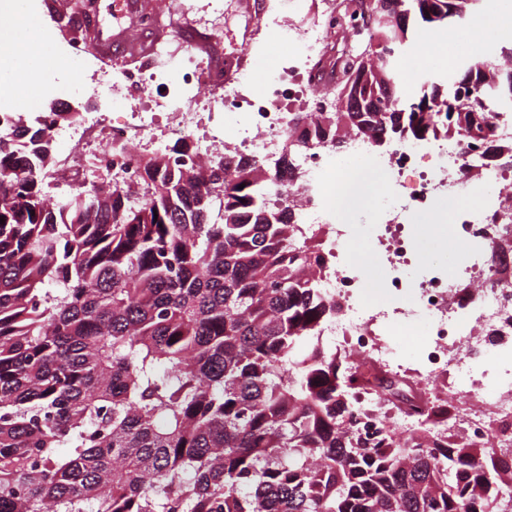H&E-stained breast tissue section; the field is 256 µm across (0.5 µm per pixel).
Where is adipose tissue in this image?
<instances>
[{"mask_svg":"<svg viewBox=\"0 0 512 512\" xmlns=\"http://www.w3.org/2000/svg\"><path fill=\"white\" fill-rule=\"evenodd\" d=\"M28 22L17 0H0V88L17 90V75L25 73L42 54L35 35L27 34Z\"/></svg>","mask_w":512,"mask_h":512,"instance_id":"1","label":"adipose tissue"}]
</instances>
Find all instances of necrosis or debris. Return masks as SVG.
I'll list each match as a JSON object with an SVG mask.
<instances>
[{
	"mask_svg": "<svg viewBox=\"0 0 512 512\" xmlns=\"http://www.w3.org/2000/svg\"><path fill=\"white\" fill-rule=\"evenodd\" d=\"M172 4L165 33L155 40L147 65L139 70L115 65L98 76L94 88L101 98L119 86L155 83L175 65L182 72L179 82L156 95L153 109L128 113L124 120L91 115L53 127L54 135L70 143L53 174L54 182H63L82 168L87 157L108 164L115 145L135 154L162 150L156 134L162 118L171 133L197 139L195 163L226 150L270 163L288 149L295 126L291 102L305 100L307 112L316 116L331 112L332 88L323 86L307 68L317 50L332 38L334 10L312 0L304 8L307 24L301 29L286 25L281 14L269 8L238 15L243 34L277 32L288 51L264 90L256 93L250 88V64L241 61L238 52L225 53L220 62L207 64L196 60L194 44L185 38L186 31L196 27L201 39L219 41L223 11L203 22L197 0H172ZM232 120L238 126L233 135L227 131ZM343 153L368 157L371 169L382 171L388 180L390 205L380 212L375 227L384 246L383 286L407 299L392 315L367 303L363 270L346 254L355 229L339 220L329 188L330 182L341 185L347 179L334 171ZM295 164L300 179L278 183L272 197L293 211L306 236L318 239L330 262L328 269L318 272L317 282L327 298L342 303L343 311L323 325V339L338 347L349 346L353 355L349 368L356 373L365 360L386 367L397 364L394 335L426 325L420 374L432 379L450 372L454 378L422 414L404 418L403 430L414 432L421 421L450 432L462 425L480 445L490 437L484 419L489 413L501 437L512 440V274L489 257L494 243L512 238V223L505 220L512 215V164L485 162L463 135L397 143L383 150L356 139L347 140L340 150L313 144L296 153ZM485 184L498 185V196L483 197L480 188ZM446 195L459 201L452 220L456 238L468 249L467 263L453 275L432 266L420 279L409 280L405 270L415 247L410 226L416 216L432 213L438 199Z\"/></svg>",
	"mask_w": 512,
	"mask_h": 512,
	"instance_id": "1",
	"label": "necrosis or debris"
}]
</instances>
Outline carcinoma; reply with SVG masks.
I'll use <instances>...</instances> for the list:
<instances>
[{"label": "carcinoma", "instance_id": "1", "mask_svg": "<svg viewBox=\"0 0 512 512\" xmlns=\"http://www.w3.org/2000/svg\"><path fill=\"white\" fill-rule=\"evenodd\" d=\"M369 0L374 27L332 69L366 76L361 111L296 114L276 166L226 152L180 168L188 143L135 159L137 186L74 178L53 198L55 151L39 131L0 132V512H512V447L391 430L371 446L336 353L318 341L336 304L305 278L325 265L268 197L293 155L326 139L379 147L490 136L512 102V46L409 94L394 59L417 31L445 30L482 0ZM365 385L405 413L421 397L372 368ZM66 452H60V449Z\"/></svg>", "mask_w": 512, "mask_h": 512}]
</instances>
